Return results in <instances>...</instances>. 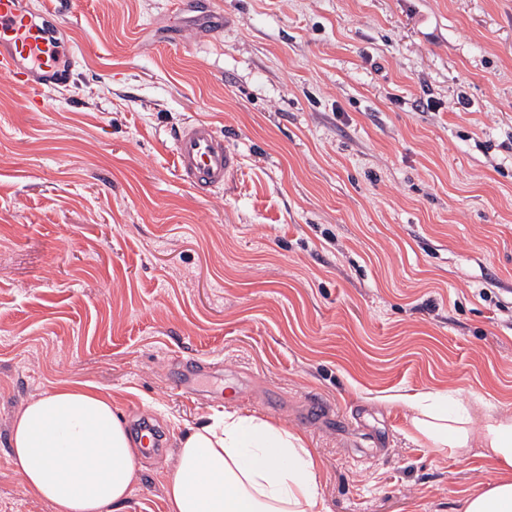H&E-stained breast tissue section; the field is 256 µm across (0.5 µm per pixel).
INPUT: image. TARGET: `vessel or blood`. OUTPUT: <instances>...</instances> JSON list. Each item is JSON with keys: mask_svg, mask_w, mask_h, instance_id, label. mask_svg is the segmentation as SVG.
<instances>
[{"mask_svg": "<svg viewBox=\"0 0 512 512\" xmlns=\"http://www.w3.org/2000/svg\"><path fill=\"white\" fill-rule=\"evenodd\" d=\"M43 23H35L22 0H0V73L40 96L71 77L65 49L56 38L59 13L44 5ZM176 167L182 181L197 191L223 186L238 166L224 138L210 124L187 122L174 138Z\"/></svg>", "mask_w": 512, "mask_h": 512, "instance_id": "b4317fda", "label": "vessel or blood"}]
</instances>
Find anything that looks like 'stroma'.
I'll return each instance as SVG.
<instances>
[{"label": "stroma", "instance_id": "stroma-1", "mask_svg": "<svg viewBox=\"0 0 512 512\" xmlns=\"http://www.w3.org/2000/svg\"><path fill=\"white\" fill-rule=\"evenodd\" d=\"M58 6L73 80L35 104L0 73V512H51L11 426L78 383L164 434L123 512H168L176 437L225 407L305 432L331 512L491 481L383 399L512 413V0ZM193 120L239 158L207 193L172 151Z\"/></svg>", "mask_w": 512, "mask_h": 512}]
</instances>
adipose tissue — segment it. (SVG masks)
<instances>
[{
    "mask_svg": "<svg viewBox=\"0 0 512 512\" xmlns=\"http://www.w3.org/2000/svg\"><path fill=\"white\" fill-rule=\"evenodd\" d=\"M404 408L411 439L464 461H490L496 476L462 496L457 512H512V414L476 404L450 408L444 391L386 396ZM10 446L27 492L52 512L120 507L143 443L89 386L62 387L15 415ZM320 460L303 432L244 409L186 426L165 481L169 512H330L319 489Z\"/></svg>",
    "mask_w": 512,
    "mask_h": 512,
    "instance_id": "adipose-tissue-1",
    "label": "adipose tissue"
}]
</instances>
